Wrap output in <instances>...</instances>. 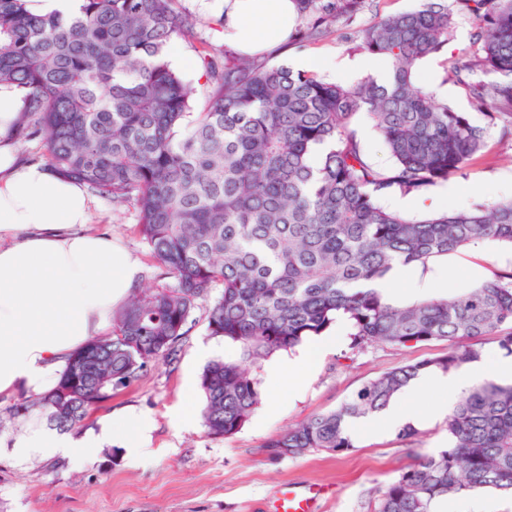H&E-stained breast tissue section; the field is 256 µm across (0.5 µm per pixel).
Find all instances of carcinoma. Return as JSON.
<instances>
[{"label":"carcinoma","mask_w":512,"mask_h":512,"mask_svg":"<svg viewBox=\"0 0 512 512\" xmlns=\"http://www.w3.org/2000/svg\"><path fill=\"white\" fill-rule=\"evenodd\" d=\"M28 0H0V85L22 96L16 134L40 141L48 166L116 206L172 284L137 289L112 313V335L89 339L55 384L13 414L37 410L60 432L85 424L122 386L172 361L197 301L210 335L241 360L203 371V425L230 438L262 402L257 366L343 322L351 348L448 341V351L393 368L338 408L270 439L275 459L353 448L351 419L384 409L420 373L478 360L463 340L499 335L512 355V277L441 298L392 304L365 284L399 263L424 264L476 240L512 247V199L450 208L410 220L380 200L420 192L460 172L486 147L483 128L436 98L418 63L440 51L454 14L448 0H421L362 31V48L387 59L392 78L342 85L314 73L195 48L204 83L185 81L165 59L202 21L181 0H82L68 15L31 14ZM309 39L358 0H295ZM480 56L451 73L491 120L512 115V0H463ZM500 77L473 81L474 69ZM366 112L391 165H368L353 120ZM448 447L417 454L376 490L371 512H435L438 502L481 488L512 494V384L483 382L447 417Z\"/></svg>","instance_id":"obj_1"}]
</instances>
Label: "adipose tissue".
Segmentation results:
<instances>
[{"instance_id":"ef3b65f1","label":"adipose tissue","mask_w":512,"mask_h":512,"mask_svg":"<svg viewBox=\"0 0 512 512\" xmlns=\"http://www.w3.org/2000/svg\"><path fill=\"white\" fill-rule=\"evenodd\" d=\"M224 20L218 40L253 57L286 43L296 25L294 0H202ZM21 94L0 85V396L48 390L68 356L107 332L141 273L139 259L112 238L88 232L97 210L83 184L21 161L15 140ZM482 378L512 381V356L480 359L449 372H423L381 412L354 421L372 432L417 424L420 391L438 395L441 416ZM140 416L108 421L94 438L76 439L33 425L13 443L16 462L63 452L83 458L101 443L144 435Z\"/></svg>"}]
</instances>
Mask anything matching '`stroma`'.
Instances as JSON below:
<instances>
[{
  "label": "stroma",
  "instance_id": "obj_1",
  "mask_svg": "<svg viewBox=\"0 0 512 512\" xmlns=\"http://www.w3.org/2000/svg\"><path fill=\"white\" fill-rule=\"evenodd\" d=\"M418 0H362L353 15L337 16L326 32L308 40L291 41L287 51L272 50L265 59L288 64L292 58L326 54L353 67L350 82L367 78L361 64L368 58L359 32L390 15L413 10ZM454 27L440 52L419 62L417 76L437 99L466 113L485 127L487 146L460 174L429 187L428 195L449 191L448 204L467 208L492 197L512 198V127L489 122L477 110L450 71L461 54L477 56L472 19L455 0ZM103 221L95 232L111 235L137 255L142 264L140 287L158 285L156 262L141 240L129 209H115L99 199ZM463 259L455 279L443 288L448 295L481 285L483 280L512 274V247L500 244L487 250L484 241L460 249ZM335 345L307 371L301 387L268 379L267 367L255 369L263 403L244 428L231 438L207 435L201 420L200 376L217 359H236L238 347L210 336L206 304H198L185 327L175 359L152 366L125 386L114 389L83 428L99 433L103 421L126 414L147 416L151 428L138 447L121 442L103 444L88 457L73 461L65 456L32 457L15 464L9 448L27 423L9 409L27 398V391L0 397V512H272L280 491L289 485L318 489V512H369L375 489L395 478L415 454L432 453L448 443L442 418L421 420L413 437L398 431L352 433L353 447L344 453L316 451L298 458L271 460L265 443L308 417L331 411L368 381L392 368L432 358L447 348L433 341L410 347L373 345L350 350L349 328L333 326ZM189 418H182L185 406Z\"/></svg>",
  "mask_w": 512,
  "mask_h": 512
}]
</instances>
